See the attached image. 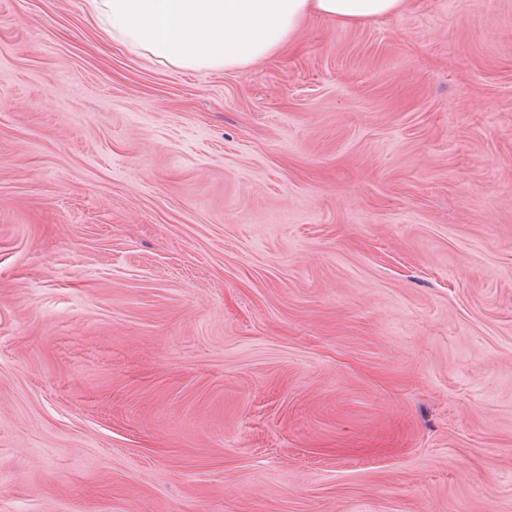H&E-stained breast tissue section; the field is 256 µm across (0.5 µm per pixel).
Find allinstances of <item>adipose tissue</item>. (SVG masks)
Segmentation results:
<instances>
[{
    "label": "adipose tissue",
    "instance_id": "ef3b65f1",
    "mask_svg": "<svg viewBox=\"0 0 512 512\" xmlns=\"http://www.w3.org/2000/svg\"><path fill=\"white\" fill-rule=\"evenodd\" d=\"M87 7L136 53L183 70L225 71L276 53L310 17L359 25L400 14L407 0H87Z\"/></svg>",
    "mask_w": 512,
    "mask_h": 512
}]
</instances>
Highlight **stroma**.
Listing matches in <instances>:
<instances>
[{"instance_id":"obj_1","label":"stroma","mask_w":512,"mask_h":512,"mask_svg":"<svg viewBox=\"0 0 512 512\" xmlns=\"http://www.w3.org/2000/svg\"><path fill=\"white\" fill-rule=\"evenodd\" d=\"M0 512H512V0L199 72L0 0Z\"/></svg>"}]
</instances>
